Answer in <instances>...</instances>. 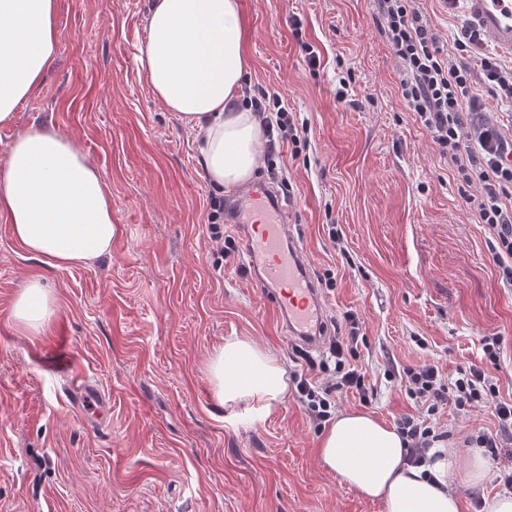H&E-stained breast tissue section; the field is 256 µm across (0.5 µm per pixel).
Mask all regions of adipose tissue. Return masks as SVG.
Masks as SVG:
<instances>
[{
    "label": "adipose tissue",
    "instance_id": "1",
    "mask_svg": "<svg viewBox=\"0 0 512 512\" xmlns=\"http://www.w3.org/2000/svg\"><path fill=\"white\" fill-rule=\"evenodd\" d=\"M140 59L152 95L195 132L198 162L216 187L251 179L263 128L240 104L248 66L239 0H150ZM56 0H0V126L13 124L22 102L41 86L57 55ZM0 219L23 248L56 268L109 253L115 226L104 173L72 138L52 126L18 134L0 156ZM54 301L40 279L25 282L13 306L16 322L41 333ZM215 397L246 404L255 417L288 395V370L270 349L247 337L226 340L210 356ZM322 465L384 512H461L447 488L454 471L482 482L486 462H458L453 449H430L426 469L405 463L400 433L367 412L337 415L319 442Z\"/></svg>",
    "mask_w": 512,
    "mask_h": 512
}]
</instances>
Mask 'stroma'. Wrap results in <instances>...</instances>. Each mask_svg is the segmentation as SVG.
I'll list each match as a JSON object with an SVG mask.
<instances>
[{
	"label": "stroma",
	"mask_w": 512,
	"mask_h": 512,
	"mask_svg": "<svg viewBox=\"0 0 512 512\" xmlns=\"http://www.w3.org/2000/svg\"><path fill=\"white\" fill-rule=\"evenodd\" d=\"M150 0H57L59 48L17 121L0 127V154L29 125L70 135L106 175L115 232L109 254L54 268L0 223V512H383L322 466V432L296 390L254 419L214 397L206 366L225 340L247 336L289 371L303 360L264 305L241 253L209 238L217 191L194 136L150 92L139 57ZM437 41L453 48L462 5L415 0ZM247 93H280L307 142L284 146L253 178L288 199L293 231L324 281L329 324L365 326L357 364L371 387L333 396L336 411L403 416L443 433L459 458L474 430L501 446L478 484L456 474L463 512H487L512 471V435L490 408L447 404L428 414L400 375L424 362L446 380L483 366L512 397V288L489 252L490 234L458 192L454 168L398 93L402 64L376 0H241ZM320 57L309 70L302 53ZM351 77V104L337 102ZM340 243H332L329 227ZM55 300L43 332L16 323L23 283ZM499 336L489 364L482 339ZM112 398V419L86 426L70 406L74 375Z\"/></svg>",
	"instance_id": "35a3bbf8"
}]
</instances>
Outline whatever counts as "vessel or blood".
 Returning a JSON list of instances; mask_svg holds the SVG:
<instances>
[{
  "instance_id": "vessel-or-blood-1",
  "label": "vessel or blood",
  "mask_w": 512,
  "mask_h": 512,
  "mask_svg": "<svg viewBox=\"0 0 512 512\" xmlns=\"http://www.w3.org/2000/svg\"><path fill=\"white\" fill-rule=\"evenodd\" d=\"M464 17L487 47L512 59V0H464ZM228 209L231 223L242 228V254L257 269L261 287L285 291L283 297L269 300L285 334L291 341L317 348L327 304L305 249L291 232L288 203L265 186L239 193ZM67 397L88 425L103 424L112 412L110 396L88 380L73 379Z\"/></svg>"
}]
</instances>
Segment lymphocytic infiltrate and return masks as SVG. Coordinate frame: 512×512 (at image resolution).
I'll return each instance as SVG.
<instances>
[{
  "label": "lymphocytic infiltrate",
  "instance_id": "f902f5d3",
  "mask_svg": "<svg viewBox=\"0 0 512 512\" xmlns=\"http://www.w3.org/2000/svg\"><path fill=\"white\" fill-rule=\"evenodd\" d=\"M393 50L401 61L403 74L398 90L409 111L417 115L441 155L453 164L461 196L473 208L480 223L486 224L492 240L490 253L502 273L503 282L512 287V167L502 157L512 151V138L487 122L466 124L464 117L483 110L484 105L471 87L468 55L481 45L478 34L463 30L455 41L457 55L441 49L431 31L428 18L414 9L410 0H379ZM253 111L262 116L266 129L275 130L269 147L300 137L288 110L277 93L264 92L251 98ZM346 335L330 339L328 360L333 361L332 378L325 387L311 384L305 373L293 382L312 418L323 421L330 415L334 393L366 395L367 372L355 362L362 337L361 323L355 316L345 318ZM402 382L416 402L436 413L442 405L454 403L464 410L479 404L489 406L501 430H512V399L500 398L484 368L471 365L459 371L453 382H446L438 366L423 363L404 370ZM398 431L406 445V461L425 462L439 435L432 426L411 416L401 417Z\"/></svg>",
  "mask_w": 512,
  "mask_h": 512
}]
</instances>
